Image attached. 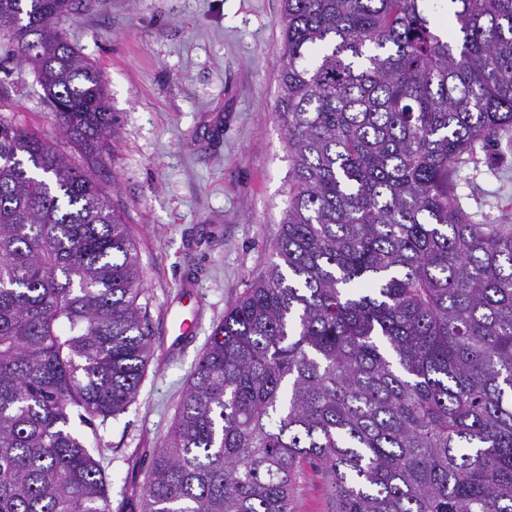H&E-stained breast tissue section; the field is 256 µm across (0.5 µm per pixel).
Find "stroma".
<instances>
[{
	"mask_svg": "<svg viewBox=\"0 0 512 512\" xmlns=\"http://www.w3.org/2000/svg\"><path fill=\"white\" fill-rule=\"evenodd\" d=\"M56 22L99 69L117 124L96 179L138 249L154 353L134 403L91 427L112 512H140L150 460L227 308L268 264L290 161L276 118L282 0H88ZM0 114L72 161L29 65L0 69ZM458 202L475 224H512V132L462 167ZM195 326L178 338L181 323ZM295 512H331L325 474L299 471Z\"/></svg>",
	"mask_w": 512,
	"mask_h": 512,
	"instance_id": "obj_1",
	"label": "stroma"
}]
</instances>
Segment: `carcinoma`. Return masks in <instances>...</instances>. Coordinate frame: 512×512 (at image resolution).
<instances>
[{"label":"carcinoma","mask_w":512,"mask_h":512,"mask_svg":"<svg viewBox=\"0 0 512 512\" xmlns=\"http://www.w3.org/2000/svg\"><path fill=\"white\" fill-rule=\"evenodd\" d=\"M83 0H0L77 165L0 116V512H112L77 433L134 402L153 353L136 246L95 179L117 124L56 28ZM282 0L291 167L266 269L213 330L140 512H512V224L455 174L512 128V0ZM292 497L294 512H332L328 480L320 469L307 466L299 471Z\"/></svg>","instance_id":"carcinoma-1"}]
</instances>
